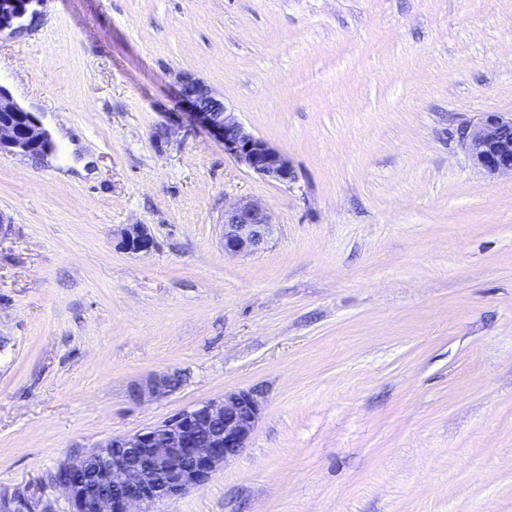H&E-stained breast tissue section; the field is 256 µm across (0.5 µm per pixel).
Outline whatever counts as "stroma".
<instances>
[{
	"mask_svg": "<svg viewBox=\"0 0 512 512\" xmlns=\"http://www.w3.org/2000/svg\"><path fill=\"white\" fill-rule=\"evenodd\" d=\"M27 9L0 86L56 148L0 155V496L69 512L60 462L253 390L245 451L161 512H512V175L458 139L512 115V0ZM185 72L293 185L184 120ZM241 199L275 233L231 256ZM120 247L129 253H148L153 247V238L143 224H131L121 232ZM174 377L168 375L155 376L145 383V385L138 387L134 390L136 398L158 397L166 394L174 387Z\"/></svg>",
	"mask_w": 512,
	"mask_h": 512,
	"instance_id": "35a3bbf8",
	"label": "stroma"
}]
</instances>
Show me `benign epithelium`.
I'll use <instances>...</instances> for the list:
<instances>
[{"label":"benign epithelium","instance_id":"1","mask_svg":"<svg viewBox=\"0 0 512 512\" xmlns=\"http://www.w3.org/2000/svg\"><path fill=\"white\" fill-rule=\"evenodd\" d=\"M29 0H0V14L21 18ZM181 96L190 119L200 123L248 172L288 186L295 171L288 156L248 130L202 81L181 77ZM471 164L486 175L512 174V116L485 112L459 131ZM49 133L35 115L18 105L0 86V153L31 154L50 149ZM273 222L255 200H240L224 209V253H254L267 244ZM120 247L147 253L153 238L143 224L121 232ZM173 377L155 376L134 396L158 397L171 390ZM263 406L250 390L184 409L133 436H108L77 461H62L49 480L65 492L70 512H158V507L208 481L247 447L262 417Z\"/></svg>","mask_w":512,"mask_h":512}]
</instances>
